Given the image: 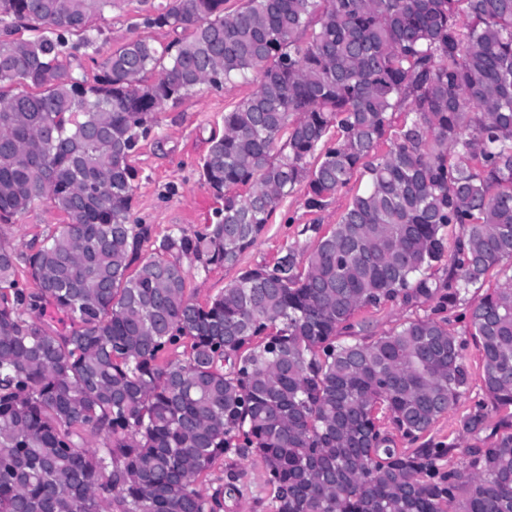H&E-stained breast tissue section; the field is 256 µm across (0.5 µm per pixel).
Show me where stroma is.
Here are the masks:
<instances>
[{"mask_svg":"<svg viewBox=\"0 0 512 512\" xmlns=\"http://www.w3.org/2000/svg\"><path fill=\"white\" fill-rule=\"evenodd\" d=\"M137 7L136 0H123L120 7L106 10L97 18L96 24L103 35L94 58L81 60L87 71H95L112 51L136 36ZM255 88L252 82L221 91L200 87L181 103L167 107L156 133L142 142L131 159L138 171L133 216L137 223L151 225L154 239L178 230L190 235L208 223L218 202L200 179L201 160L212 136L222 133L225 112L233 110ZM359 186V180H352L318 212L309 211L302 192H295L279 205L257 243L241 256L237 266L216 267L206 273L193 264H186L188 294L196 302L205 303L232 284L241 269L272 263L291 245L300 252H309L317 239L316 233L310 232V225L317 223L322 230H330ZM62 222V216L48 202L42 201L20 217L18 223L0 224V241L25 255L37 248ZM448 316L452 330L466 341L464 356L473 381L469 394L437 420L424 440L433 445L453 444L448 461L457 466L464 461L470 442L469 437L460 433L459 421L483 395L479 381L482 367L478 348L469 340L458 311H449ZM232 478L237 479L241 489V497L232 512H272V493L264 484L263 469L256 456H225L200 479L199 486L207 489Z\"/></svg>","mask_w":512,"mask_h":512,"instance_id":"35a3bbf8","label":"stroma"}]
</instances>
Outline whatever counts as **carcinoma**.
Returning <instances> with one entry per match:
<instances>
[{"label":"carcinoma","instance_id":"obj_1","mask_svg":"<svg viewBox=\"0 0 512 512\" xmlns=\"http://www.w3.org/2000/svg\"><path fill=\"white\" fill-rule=\"evenodd\" d=\"M120 2L0 0V224L44 200L65 217L23 258L0 242V512H223L236 482L197 483L230 453L261 460L273 512H512V420L488 410L512 407V275L468 297L512 263V0H139L138 27L178 38H131L90 77L77 60ZM254 74L200 165L224 204L142 257L140 141ZM357 173L306 258L187 294L183 259L234 266L289 195L319 211ZM428 301L464 307L481 353L459 467L393 436L469 390L448 318H358Z\"/></svg>","mask_w":512,"mask_h":512}]
</instances>
